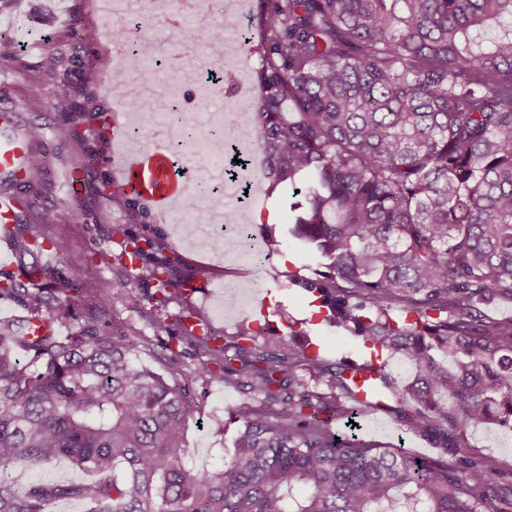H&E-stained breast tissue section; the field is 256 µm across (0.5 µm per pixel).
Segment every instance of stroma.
<instances>
[{"mask_svg": "<svg viewBox=\"0 0 512 512\" xmlns=\"http://www.w3.org/2000/svg\"><path fill=\"white\" fill-rule=\"evenodd\" d=\"M129 16H117L105 23L98 17L94 0H0V39L14 43L17 61L0 60V94L12 100L27 127L38 129L40 139L35 150L46 152L47 163L36 189H22L21 198L31 199L24 209L26 218L42 212L58 214L57 223L48 225L46 233L53 243L38 260L41 264L66 269L71 261L90 255H119L125 236L159 237L167 253L178 254L190 269H207L201 287L183 301L167 309L173 327L199 321L209 325L219 336L234 335L238 325L247 321V310L232 318L215 316L213 307L225 287L242 288L252 284L256 294L267 297L272 325L262 333V340L289 336L291 330L304 331L319 347L320 357L333 364L355 356L362 343L349 331L329 328L322 321L314 296L307 284L317 281V261L288 233V194L281 189H263V214L271 216L266 232L281 240L282 247L266 265L249 270L235 258H227L219 250L190 246L180 237L174 224L155 215L143 203H135L137 219L127 212L113 209L105 197L86 189V181L113 186L114 177L100 158L111 149L109 133H102L94 146L99 161L84 173V185L75 195H65L57 183L60 170L74 167L77 146L67 132L63 110L70 104L91 98L100 113L109 114L111 101L98 89V60L106 55L114 32L129 29L132 37L156 42L160 56L171 58L181 54L186 39H193L194 53L185 57L184 67L197 70L210 63L206 31L215 26V18L206 13L185 17L179 0H129ZM98 33L95 43L80 40L82 30ZM67 59L65 71L54 81L41 85V102L30 105L31 77L37 74L47 53ZM114 286L110 327L125 333L137 346L140 366L165 372L170 380L187 381L193 410L186 422L185 459L188 466L206 468L221 465L230 456L240 425L230 413L244 401L245 395L234 385L203 382L196 373L202 359L193 350H185L172 365H164L166 339L154 335L150 322L154 312L152 296L156 286L128 265H101L93 272ZM356 435L363 442L382 448H402L423 459H440L450 469L466 474L469 461L490 459L496 462L501 483L512 482V432L497 428L477 429L468 436L469 449L455 452L442 448L434 439L409 432L398 414H390L385 429H374L370 416L357 417Z\"/></svg>", "mask_w": 512, "mask_h": 512, "instance_id": "obj_1", "label": "stroma"}]
</instances>
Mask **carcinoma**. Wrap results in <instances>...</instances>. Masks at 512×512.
<instances>
[{"instance_id":"carcinoma-1","label":"carcinoma","mask_w":512,"mask_h":512,"mask_svg":"<svg viewBox=\"0 0 512 512\" xmlns=\"http://www.w3.org/2000/svg\"><path fill=\"white\" fill-rule=\"evenodd\" d=\"M210 45L258 53L247 113L265 158L258 177L290 192L291 235L324 268L319 290L337 325L414 369L401 388L380 370L413 433L467 448L490 424L512 431V320L486 322L478 304L512 298V0H255L252 35ZM94 109L67 110L81 157L101 137ZM46 164L35 151L28 184ZM45 213L9 231L20 256L46 240ZM121 257L158 285L156 336L202 357L199 376L240 385L246 400L234 452L217 469L187 467V391L135 362L109 330L112 291L87 289L81 330L62 341L0 321V512H512V485L491 460L459 476L437 460L377 448L333 431L355 419L347 367L329 392L299 372L327 371L283 338L173 333L165 309L208 271H180L158 239L129 238ZM92 261L67 270L21 263L0 297L54 319ZM24 350V363L12 349ZM59 459L80 483L29 478Z\"/></svg>"}]
</instances>
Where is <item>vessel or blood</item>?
Segmentation results:
<instances>
[{"instance_id": "obj_1", "label": "vessel or blood", "mask_w": 512, "mask_h": 512, "mask_svg": "<svg viewBox=\"0 0 512 512\" xmlns=\"http://www.w3.org/2000/svg\"><path fill=\"white\" fill-rule=\"evenodd\" d=\"M125 104L122 99L112 101L108 124L112 130L110 163L116 170L115 184L127 196L149 206L152 212L165 215L183 203L188 183L177 171L167 146L157 144L148 148H130L125 131ZM33 151V143L26 126L21 122L15 106L0 107V223L10 224L15 219V201L12 187L27 181L26 166ZM382 362L379 352L364 353L354 361V382L357 397L368 409L384 413L385 408L373 401L371 395Z\"/></svg>"}]
</instances>
